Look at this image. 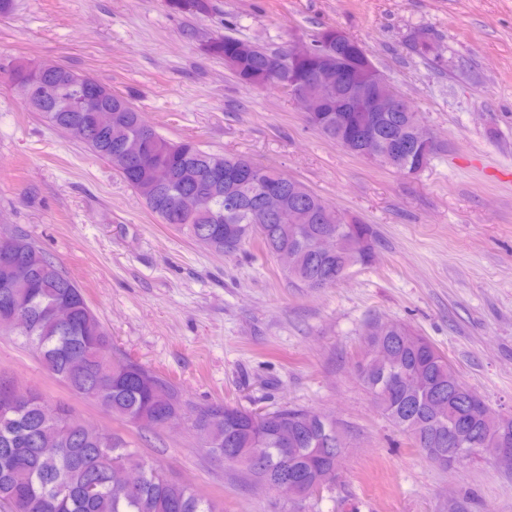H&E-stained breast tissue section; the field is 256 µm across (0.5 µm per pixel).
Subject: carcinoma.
I'll list each match as a JSON object with an SVG mask.
<instances>
[{
	"instance_id": "1",
	"label": "carcinoma",
	"mask_w": 512,
	"mask_h": 512,
	"mask_svg": "<svg viewBox=\"0 0 512 512\" xmlns=\"http://www.w3.org/2000/svg\"><path fill=\"white\" fill-rule=\"evenodd\" d=\"M182 13L203 14L209 0H170ZM236 37L226 34L206 44V52L224 57L234 49ZM321 64L320 57L288 66L283 50L260 46L239 60L238 79L246 84L288 67L303 75ZM64 67L35 77L18 62L9 79L34 82L40 112L48 122L83 144L112 167L119 164V147L142 133L141 114L131 101L110 93L98 105L112 109V125L103 132L93 127L94 113L86 110L81 90L69 82ZM379 147L385 167L412 166L416 150L405 113L392 112L383 123ZM165 160L176 168L175 180L164 190L149 185L134 188L147 209L162 224H177L197 242L224 251L229 240L244 238L252 207L263 187L297 180L274 167H261L238 154H214L192 140L172 142L154 132L138 160L150 166ZM249 165L252 174L234 194L240 206L228 210L224 190L210 188L206 178L215 166ZM311 219L303 224L261 225L258 245L270 254L286 251L292 256L285 269L288 279L307 288H330L351 267L373 258L375 232L370 224H350L335 212L329 221L319 219L328 206L309 188L297 193ZM336 235V251L317 249L319 237ZM25 266V282L13 280L8 266ZM71 308L73 318L60 322L53 316L59 305ZM15 314L24 318L19 332L34 349L45 369L77 396L96 392L95 402L107 413L140 427H156L173 413L183 412L179 389L168 379L114 350L112 336L90 307L83 289L39 246L21 235H0V320ZM373 351L359 365V376L377 400L382 413L407 433L424 455L434 448L448 453L477 449V457L492 458L498 427L485 420L478 408L483 398L468 386L442 353L427 338L404 323L377 325L367 333ZM0 380V508L5 512H222L214 502L191 487L169 478L156 464L142 458L116 433L87 425L65 405L56 413L45 411L46 400L25 392L11 397ZM189 420L203 447L217 462L235 466V455L252 450L257 459L244 470L253 479L276 483L279 473L305 497H317L318 484L338 471L347 447L344 436L329 415L279 406L263 414L227 404H211L191 413ZM288 438V447L281 446ZM112 458V474L100 458ZM135 470L131 483L123 470Z\"/></svg>"
}]
</instances>
